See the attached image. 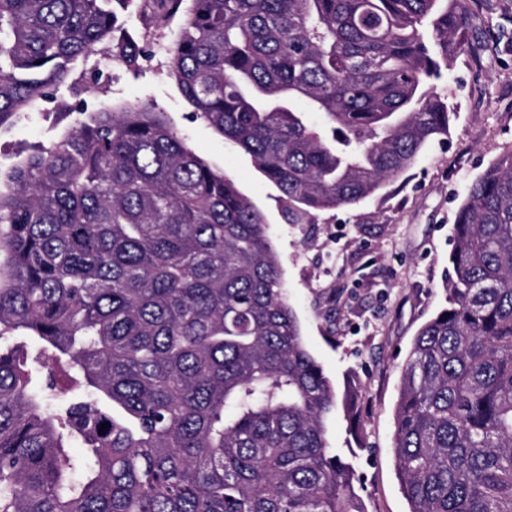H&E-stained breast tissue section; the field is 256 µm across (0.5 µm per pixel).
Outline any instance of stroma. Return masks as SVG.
<instances>
[{
	"mask_svg": "<svg viewBox=\"0 0 512 512\" xmlns=\"http://www.w3.org/2000/svg\"><path fill=\"white\" fill-rule=\"evenodd\" d=\"M468 43L438 86L454 113L446 139L431 142L414 167L350 209L290 224L276 186L250 155L194 116L168 71L176 22L158 0H139L126 25L148 54L140 74L113 62L100 45L61 86L56 106L91 97L107 105L152 100L197 156L224 170L264 213L281 260L288 300L305 345L337 390L357 385L362 443L342 411L326 421L332 447L352 456L361 474L366 512H407L394 466V410L401 365L421 326L445 307L452 273L448 255L455 211L466 185L512 146V0H467ZM101 79L85 91L82 72ZM58 132L43 110L0 127V166Z\"/></svg>",
	"mask_w": 512,
	"mask_h": 512,
	"instance_id": "1",
	"label": "stroma"
}]
</instances>
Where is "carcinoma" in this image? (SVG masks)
<instances>
[{
    "label": "carcinoma",
    "instance_id": "carcinoma-1",
    "mask_svg": "<svg viewBox=\"0 0 512 512\" xmlns=\"http://www.w3.org/2000/svg\"><path fill=\"white\" fill-rule=\"evenodd\" d=\"M162 5L170 77L290 224L359 204L448 136L437 81L466 0ZM136 10L0 0V126L102 44L137 71L118 25ZM74 111L0 168V512H366L326 436L339 405L358 421V393L337 397L307 350L264 213L154 103ZM451 238L394 458L409 512H512V148L469 182Z\"/></svg>",
    "mask_w": 512,
    "mask_h": 512
}]
</instances>
